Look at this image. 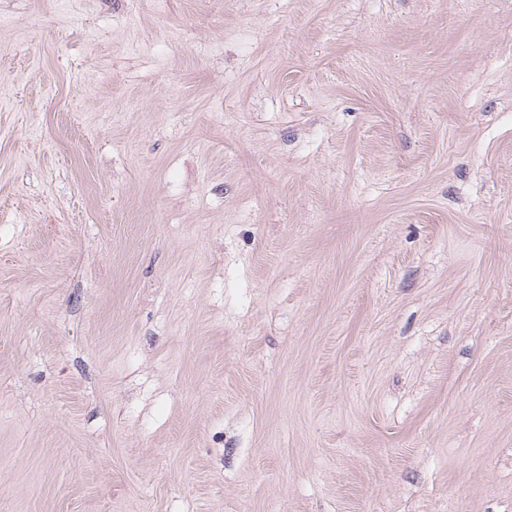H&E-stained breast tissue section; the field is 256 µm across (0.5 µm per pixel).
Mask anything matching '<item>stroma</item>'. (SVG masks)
Masks as SVG:
<instances>
[{
  "label": "stroma",
  "instance_id": "stroma-1",
  "mask_svg": "<svg viewBox=\"0 0 512 512\" xmlns=\"http://www.w3.org/2000/svg\"><path fill=\"white\" fill-rule=\"evenodd\" d=\"M0 15V512H512V0Z\"/></svg>",
  "mask_w": 512,
  "mask_h": 512
}]
</instances>
